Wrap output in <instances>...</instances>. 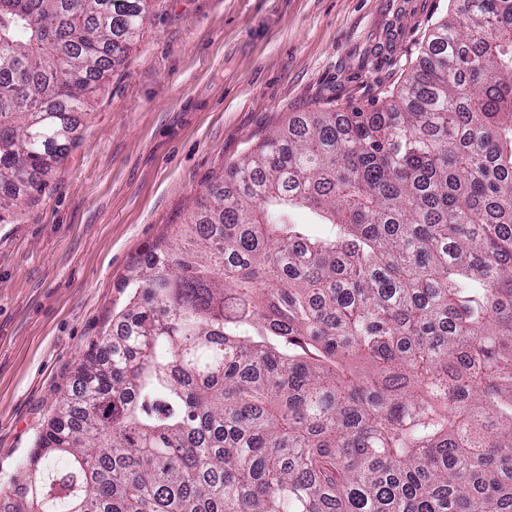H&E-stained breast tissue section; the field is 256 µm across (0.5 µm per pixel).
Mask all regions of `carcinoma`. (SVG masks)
<instances>
[{
  "mask_svg": "<svg viewBox=\"0 0 512 512\" xmlns=\"http://www.w3.org/2000/svg\"><path fill=\"white\" fill-rule=\"evenodd\" d=\"M154 0H0V213ZM382 106L301 112L200 196L0 512H512V0Z\"/></svg>",
  "mask_w": 512,
  "mask_h": 512,
  "instance_id": "obj_1",
  "label": "carcinoma"
}]
</instances>
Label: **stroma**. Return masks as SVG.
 I'll list each match as a JSON object with an SVG mask.
<instances>
[{"mask_svg":"<svg viewBox=\"0 0 512 512\" xmlns=\"http://www.w3.org/2000/svg\"><path fill=\"white\" fill-rule=\"evenodd\" d=\"M451 7L158 0L60 172L0 224V483L213 177L296 113L386 103Z\"/></svg>","mask_w":512,"mask_h":512,"instance_id":"1","label":"stroma"}]
</instances>
